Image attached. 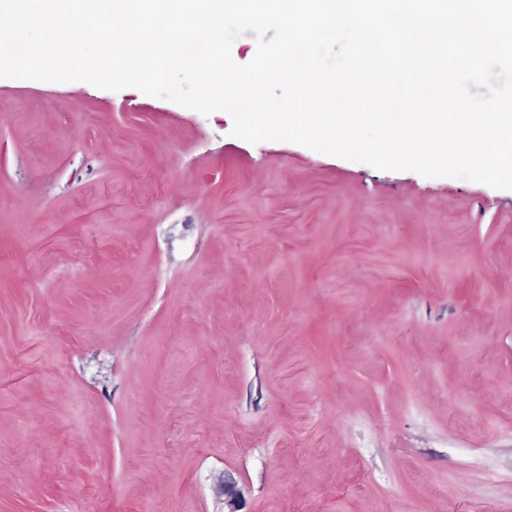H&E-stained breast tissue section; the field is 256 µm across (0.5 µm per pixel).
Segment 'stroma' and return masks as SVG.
I'll return each mask as SVG.
<instances>
[{
  "mask_svg": "<svg viewBox=\"0 0 512 512\" xmlns=\"http://www.w3.org/2000/svg\"><path fill=\"white\" fill-rule=\"evenodd\" d=\"M0 78V512H512V191Z\"/></svg>",
  "mask_w": 512,
  "mask_h": 512,
  "instance_id": "35a3bbf8",
  "label": "stroma"
}]
</instances>
